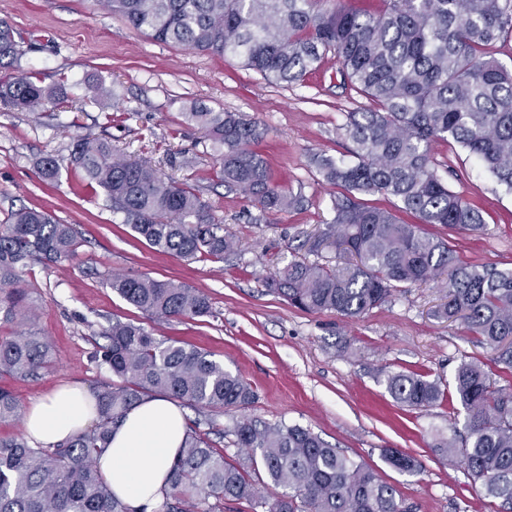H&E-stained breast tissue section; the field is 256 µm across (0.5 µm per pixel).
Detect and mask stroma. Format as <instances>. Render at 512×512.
Segmentation results:
<instances>
[{
	"label": "stroma",
	"instance_id": "obj_1",
	"mask_svg": "<svg viewBox=\"0 0 512 512\" xmlns=\"http://www.w3.org/2000/svg\"><path fill=\"white\" fill-rule=\"evenodd\" d=\"M0 19L25 39L13 76L32 73L47 85L62 78L69 87L68 104L0 112V224L12 211L37 207L76 225L82 239L74 259L34 263L20 273L38 308L31 327L49 337L54 360L33 378L0 375V388L20 408L59 384L78 382L92 391L110 380L108 369L92 358L93 334L109 318L141 317L109 288L113 272L172 279L206 294L212 313L154 325L155 335L204 349L239 373L256 393L245 416L311 427L377 470L413 512H496L466 471L446 465L432 448L434 433L450 437L463 430L464 410H410L385 385L386 372L407 369L452 382L468 356L485 361L497 384L512 383L492 363L490 349L462 324L434 317L447 299L445 278L409 288L355 320L303 311L266 287L271 273L298 257L329 265L351 260L333 247L309 250L310 238L333 217L336 193L313 159H349L343 115L369 106L341 84L334 54L325 55L304 82L275 85L238 60L153 41L98 0H0ZM198 109L235 112L265 126L258 150L276 184L302 192L303 206L267 212L225 187L203 152L202 131L186 118ZM78 135L106 140L126 158L148 161L164 177L188 182L223 222L234 251L217 263L159 254L134 236L80 171L66 169L58 182L43 181L40 159H67ZM433 162L449 188L485 221L482 231L452 235L457 256L512 269V192L454 141L435 143ZM386 448L413 454L420 472L410 476L387 465Z\"/></svg>",
	"mask_w": 512,
	"mask_h": 512
}]
</instances>
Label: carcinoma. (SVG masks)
<instances>
[{
	"label": "carcinoma",
	"mask_w": 512,
	"mask_h": 512,
	"mask_svg": "<svg viewBox=\"0 0 512 512\" xmlns=\"http://www.w3.org/2000/svg\"><path fill=\"white\" fill-rule=\"evenodd\" d=\"M379 12L336 0H99L129 26L160 43L180 44L244 65L276 84H295L329 52L341 82L372 108L345 113L351 161L313 158L324 180L339 189L333 218L312 248L334 243L357 258L342 267L293 260L267 282L269 291L310 312L358 319L407 288L448 276L440 318L461 321L492 351L500 372L512 377V271L461 261L429 228L474 232L484 227L437 175L432 143L452 139L497 182L512 191V69L496 59L497 43L512 33V0H383ZM22 37L0 19V69L22 54ZM67 97L64 81L46 86L33 77L0 80V107L33 112ZM187 119L205 133V148L224 183L267 211L299 207L302 194L271 180L255 149L267 130L232 112L200 110ZM71 167L106 194L112 210L159 252L185 259L224 260L234 244L208 204L186 182L165 178L147 161H131L101 140L76 137ZM44 181L61 176L60 160L43 158ZM393 196L415 221L364 200ZM78 232L40 208L12 212L0 224V318L26 324L35 317L20 270L34 262L73 258ZM112 292L144 321L112 318L98 332L94 359L112 379L94 397L91 428L54 448L23 437H0V512H130L97 474L94 459L128 410L165 395L197 411L237 412L255 400L251 385L196 346L157 336L145 322L194 320L211 315L208 297L184 284L149 276L114 274ZM52 347L30 328L0 337V374L32 377L49 366ZM400 405L429 410L449 401L448 386L416 370L386 375ZM453 392L465 410V432L439 436L435 452L460 464L478 492L512 512V388L491 380L477 358L458 365ZM13 394L0 388V421L17 416ZM197 418L173 462L159 512H224L248 502L262 512H410L399 490L373 468L344 454L308 427L242 417L228 433L243 455L227 460ZM383 458L407 473L418 461L399 449ZM279 488L261 494L260 478Z\"/></svg>",
	"instance_id": "carcinoma-1"
}]
</instances>
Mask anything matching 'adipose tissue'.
<instances>
[{"label": "adipose tissue", "mask_w": 512, "mask_h": 512, "mask_svg": "<svg viewBox=\"0 0 512 512\" xmlns=\"http://www.w3.org/2000/svg\"><path fill=\"white\" fill-rule=\"evenodd\" d=\"M95 400L78 384H65L24 412V436L45 446L69 441L91 427ZM186 420L173 400L157 395L129 410L94 465L132 512H158L173 459L185 438Z\"/></svg>", "instance_id": "adipose-tissue-1"}]
</instances>
